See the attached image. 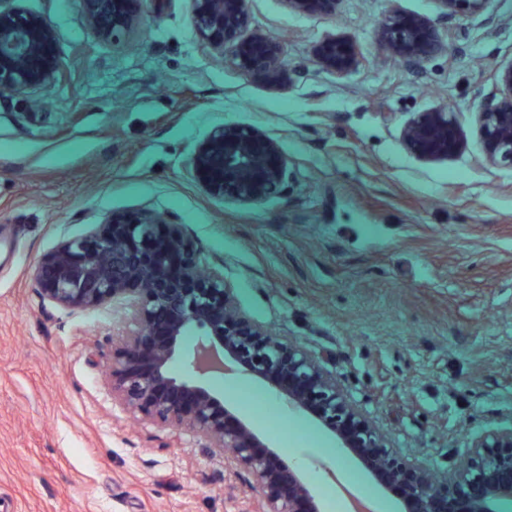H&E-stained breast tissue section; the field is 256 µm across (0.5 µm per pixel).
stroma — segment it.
<instances>
[{"instance_id":"1","label":"stroma","mask_w":512,"mask_h":512,"mask_svg":"<svg viewBox=\"0 0 512 512\" xmlns=\"http://www.w3.org/2000/svg\"><path fill=\"white\" fill-rule=\"evenodd\" d=\"M47 17L61 76L0 95V512H258L251 477L196 433L134 421L105 352L123 311L43 301L41 258L114 214H166L223 277L241 316L296 341L398 454L447 472L475 435L512 427V167L487 158L478 112L512 64V0L447 14L439 0H336L304 14L248 0L239 38L280 41L270 79L202 40L193 0H151L106 38L80 0H0ZM421 20L438 49L381 38ZM354 48L341 71L322 47ZM422 112L456 115L448 151H413ZM223 126L275 148L283 185L261 202L195 180ZM293 464L324 512L337 485L379 497L360 459L244 374L212 379Z\"/></svg>"}]
</instances>
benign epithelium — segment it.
I'll return each instance as SVG.
<instances>
[{"label":"benign epithelium","mask_w":512,"mask_h":512,"mask_svg":"<svg viewBox=\"0 0 512 512\" xmlns=\"http://www.w3.org/2000/svg\"><path fill=\"white\" fill-rule=\"evenodd\" d=\"M86 22L106 38L132 28L145 0H81ZM195 28L206 41L224 42L240 28L247 0H193ZM449 11L459 4L482 12L488 0H440ZM334 0H289L306 13L326 10ZM384 38L420 58L436 47L431 32L415 19L382 21ZM53 27L37 14L0 8V95L53 84L60 75L51 51ZM235 64L274 78L280 47L273 39L238 40L229 46ZM326 54L340 68L355 66L352 50L331 44ZM36 60L28 66L25 61ZM495 98L479 112L480 133L491 162L512 166V64L495 76ZM454 115L422 112L405 130L422 155L438 153L431 134L451 139ZM224 177L213 175L215 162ZM195 178L217 196L259 202L285 176L282 157L251 135L223 127L196 148ZM41 297L61 308L95 309L118 302L133 328L122 347L110 352L112 397L128 412L156 425L198 433L209 448H229L227 461L251 475L261 494L260 512H322L312 484L268 437L241 417L210 383L213 374L243 372L277 392L291 408L312 411L341 447L351 449L386 487L398 491L403 512H496L491 504L512 502V428L490 430L465 448L466 461L442 479L409 462L386 444L375 425L361 418L322 362L298 343L248 324L236 309L224 279L203 270L192 241L167 215H114L103 233L64 242L36 268ZM181 360L188 375L172 372ZM456 487L445 509L441 481Z\"/></svg>","instance_id":"benign-epithelium-1"}]
</instances>
